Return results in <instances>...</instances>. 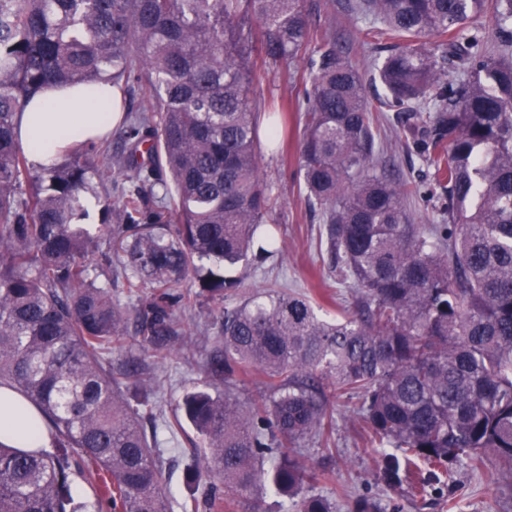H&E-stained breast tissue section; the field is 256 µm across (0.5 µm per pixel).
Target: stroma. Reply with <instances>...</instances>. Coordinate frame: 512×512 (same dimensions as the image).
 I'll use <instances>...</instances> for the list:
<instances>
[{"instance_id": "obj_1", "label": "stroma", "mask_w": 512, "mask_h": 512, "mask_svg": "<svg viewBox=\"0 0 512 512\" xmlns=\"http://www.w3.org/2000/svg\"><path fill=\"white\" fill-rule=\"evenodd\" d=\"M358 2L306 0L309 22L312 27L333 28L343 35L356 33L361 26ZM386 134L393 142L386 157L391 176L424 182L428 177L425 164L417 153L405 152L398 144L404 136L402 124L393 122ZM298 140V129H290L283 150L266 154L264 161L266 179L278 198V221L269 227L277 238L278 252L265 262L239 267L243 286L229 295L228 304L266 288L308 292L323 281L337 292V301L328 304V312L353 303L350 287L320 255L318 236L323 222L319 212L308 210L300 192ZM181 327L183 334L170 343L166 358L151 365L149 375L141 379L152 405L169 512H181L180 505L189 495L184 465L194 456L193 431L176 424L181 416V399L187 389L203 379L202 365L221 331L219 320L207 305L196 308L191 318L182 319ZM325 394L328 410L336 419L332 439L335 454L327 463V479L314 484L312 491L334 503L336 512H350L359 499L376 503L381 512H512V474L498 471L492 461L482 471L459 469L451 491L436 485L426 496L406 497L387 488L376 477L381 452L364 442L358 401L337 397L330 387Z\"/></svg>"}]
</instances>
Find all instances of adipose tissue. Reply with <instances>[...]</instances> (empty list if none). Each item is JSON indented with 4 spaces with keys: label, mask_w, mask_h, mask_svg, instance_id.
Instances as JSON below:
<instances>
[{
    "label": "adipose tissue",
    "mask_w": 512,
    "mask_h": 512,
    "mask_svg": "<svg viewBox=\"0 0 512 512\" xmlns=\"http://www.w3.org/2000/svg\"><path fill=\"white\" fill-rule=\"evenodd\" d=\"M111 85L45 89L34 95L16 122L30 163L58 162L79 141L112 132L122 114L113 109ZM0 442L15 448H49L50 439L38 410L21 395L0 388Z\"/></svg>",
    "instance_id": "ef3b65f1"
}]
</instances>
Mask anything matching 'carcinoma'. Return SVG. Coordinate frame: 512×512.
<instances>
[{
    "mask_svg": "<svg viewBox=\"0 0 512 512\" xmlns=\"http://www.w3.org/2000/svg\"><path fill=\"white\" fill-rule=\"evenodd\" d=\"M357 39L383 46L370 96L331 29L306 0H0V387L43 416L56 452L0 442V512H168L156 441L134 380L140 362L112 367L129 333L112 299L152 289L136 319L140 346L163 358L181 335L173 314L203 298L220 305L207 381L182 397L210 479L182 512L271 489L296 512H332L305 485L327 475L297 454L315 438L331 453L336 425L324 383L360 401L366 440L393 448L379 480L412 496L456 483L457 465L512 470V0H361ZM489 14L496 50L472 27ZM265 70L299 66L300 187L319 209L329 265L352 281L354 308L327 320L312 296L255 292L233 306L234 275L265 260L277 221L264 178ZM110 82L137 97L129 150L89 139L50 167L29 164L14 119L50 85ZM266 128L278 146L288 108ZM403 115L430 188L390 177L378 137ZM121 171L130 188L112 198ZM444 193L442 223H411L408 201ZM111 223L119 271L90 278L98 247L85 195ZM197 290L177 292L188 278ZM253 371L268 396L234 394ZM88 474L94 501L71 476ZM197 465L187 483L199 485Z\"/></svg>",
    "mask_w": 512,
    "mask_h": 512,
    "instance_id": "carcinoma-1",
    "label": "carcinoma"
}]
</instances>
